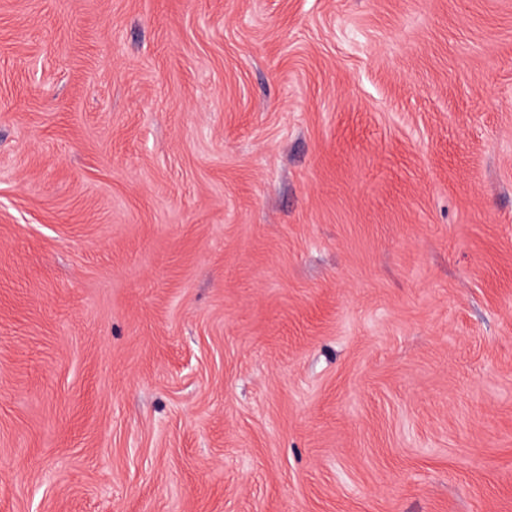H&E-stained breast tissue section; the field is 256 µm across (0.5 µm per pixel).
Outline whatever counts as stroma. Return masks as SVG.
<instances>
[{
  "label": "stroma",
  "mask_w": 512,
  "mask_h": 512,
  "mask_svg": "<svg viewBox=\"0 0 512 512\" xmlns=\"http://www.w3.org/2000/svg\"><path fill=\"white\" fill-rule=\"evenodd\" d=\"M0 512H512V0H0Z\"/></svg>",
  "instance_id": "stroma-1"
}]
</instances>
